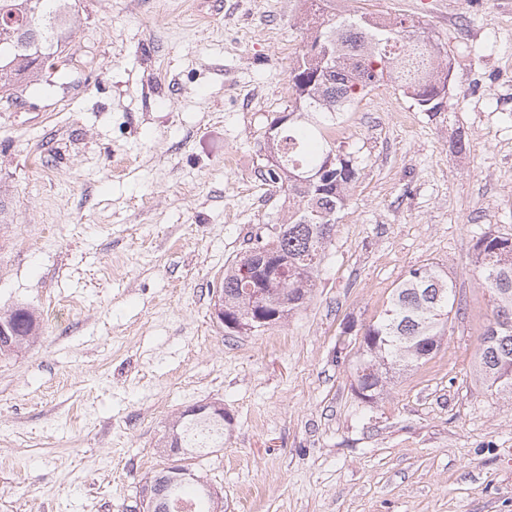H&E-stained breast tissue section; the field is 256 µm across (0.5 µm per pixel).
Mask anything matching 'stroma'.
I'll use <instances>...</instances> for the list:
<instances>
[{
  "instance_id": "35a3bbf8",
  "label": "stroma",
  "mask_w": 512,
  "mask_h": 512,
  "mask_svg": "<svg viewBox=\"0 0 512 512\" xmlns=\"http://www.w3.org/2000/svg\"><path fill=\"white\" fill-rule=\"evenodd\" d=\"M310 0H75L64 75L0 102V311L41 334L0 356V512H139L186 408L223 404L195 459L224 512H512V393L477 373L475 264L512 238V0H330L419 21L444 106L392 81L325 134L359 175L310 297L259 332L211 314L224 270L287 209L267 131L293 102ZM463 148H455V141ZM456 300L435 356L355 391L365 328L410 268Z\"/></svg>"
}]
</instances>
